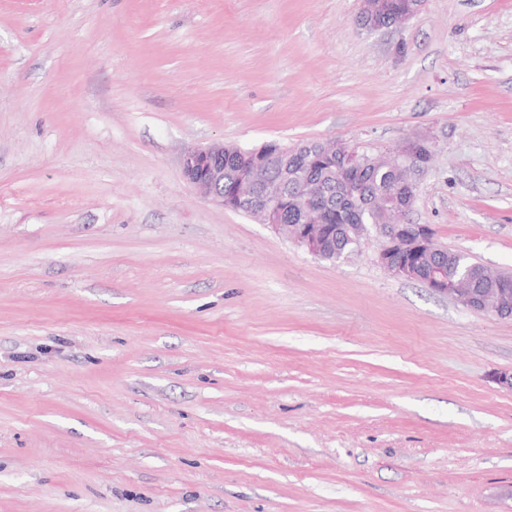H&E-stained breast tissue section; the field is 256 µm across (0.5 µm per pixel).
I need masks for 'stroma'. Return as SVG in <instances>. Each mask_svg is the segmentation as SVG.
Listing matches in <instances>:
<instances>
[{"instance_id":"1","label":"stroma","mask_w":512,"mask_h":512,"mask_svg":"<svg viewBox=\"0 0 512 512\" xmlns=\"http://www.w3.org/2000/svg\"><path fill=\"white\" fill-rule=\"evenodd\" d=\"M0 0V512H512V319L213 205L181 158L435 146L512 272V0ZM412 0H382L375 1V4H379V8L376 12L371 14L364 10V14L360 13L358 16V24L364 26L367 21L378 24L390 25L391 21L399 17L404 11L411 6ZM385 2V4H381ZM416 5L407 13L402 14L395 24L394 27H403L412 17L420 12L425 6L427 0H414Z\"/></svg>"}]
</instances>
